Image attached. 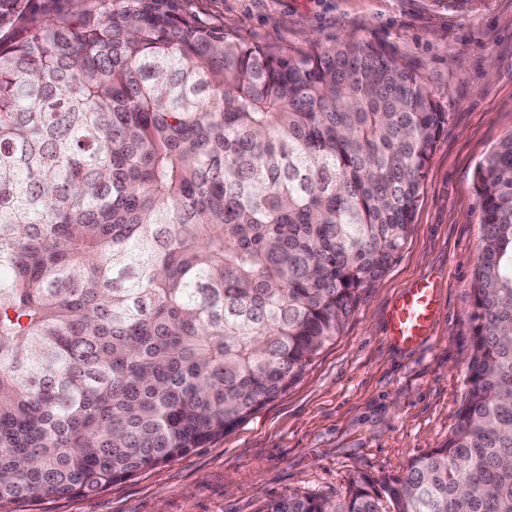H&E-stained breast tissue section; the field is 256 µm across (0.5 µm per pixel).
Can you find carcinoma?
Segmentation results:
<instances>
[{"mask_svg": "<svg viewBox=\"0 0 512 512\" xmlns=\"http://www.w3.org/2000/svg\"><path fill=\"white\" fill-rule=\"evenodd\" d=\"M28 0H0V30ZM448 113L363 40L278 55L175 0L0 39V512L102 490L288 390L405 244ZM459 421L264 512H512V134L479 163Z\"/></svg>", "mask_w": 512, "mask_h": 512, "instance_id": "obj_1", "label": "carcinoma"}]
</instances>
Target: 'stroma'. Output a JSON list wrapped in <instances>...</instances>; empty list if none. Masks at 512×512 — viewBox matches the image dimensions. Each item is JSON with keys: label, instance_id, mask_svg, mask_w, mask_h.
<instances>
[{"label": "stroma", "instance_id": "1", "mask_svg": "<svg viewBox=\"0 0 512 512\" xmlns=\"http://www.w3.org/2000/svg\"><path fill=\"white\" fill-rule=\"evenodd\" d=\"M229 38L280 53L363 39L419 72L448 130L422 183L406 244L361 289L339 336L300 379L224 437L131 479L15 512H261L284 495L345 500L354 481L405 472L458 423L482 237L474 174L512 133V0H178ZM436 279L431 338H385L392 300Z\"/></svg>", "mask_w": 512, "mask_h": 512}]
</instances>
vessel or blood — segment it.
Listing matches in <instances>:
<instances>
[{
	"instance_id": "b4317fda",
	"label": "vessel or blood",
	"mask_w": 512,
	"mask_h": 512,
	"mask_svg": "<svg viewBox=\"0 0 512 512\" xmlns=\"http://www.w3.org/2000/svg\"><path fill=\"white\" fill-rule=\"evenodd\" d=\"M439 313V290L433 281L422 279L404 289L391 303L386 337L402 348L421 344L431 335Z\"/></svg>"
}]
</instances>
